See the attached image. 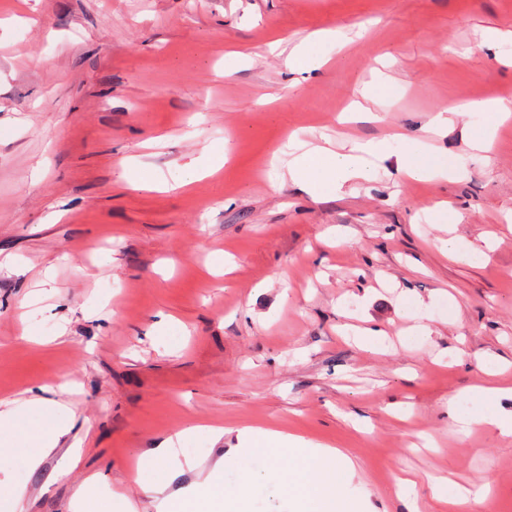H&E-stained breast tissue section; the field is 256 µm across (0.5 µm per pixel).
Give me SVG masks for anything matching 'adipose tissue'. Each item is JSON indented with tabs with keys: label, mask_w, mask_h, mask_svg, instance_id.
Here are the masks:
<instances>
[{
	"label": "adipose tissue",
	"mask_w": 512,
	"mask_h": 512,
	"mask_svg": "<svg viewBox=\"0 0 512 512\" xmlns=\"http://www.w3.org/2000/svg\"><path fill=\"white\" fill-rule=\"evenodd\" d=\"M468 116L470 145L490 151L497 127L512 117V103L501 99L469 101L449 106L436 119L447 129L450 116ZM398 153L402 171L419 180L448 178L461 162L446 150L420 138L386 136L354 143L346 154L317 147L296 154L288 162L293 180L314 194L323 189L340 191L352 181H371L378 175L371 161ZM479 406L474 413L454 414L461 432L485 426L512 434V411L500 403L512 399V388L494 385L475 388ZM75 412L62 402L34 393L24 401L0 400V465L13 462L36 471L53 454L71 430ZM203 433L221 441L227 428L218 425L191 427L164 440L138 460L134 483L149 496L158 497L157 512H254L257 500L278 501L277 512H365L362 499L351 492L355 463L341 449L314 444L275 425H246L236 431V443L227 448L204 479L177 494L167 488L181 465V446L190 436ZM77 512H133L129 498L102 488L98 476L81 485Z\"/></svg>",
	"instance_id": "adipose-tissue-1"
}]
</instances>
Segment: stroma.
I'll use <instances>...</instances> for the list:
<instances>
[{"label":"stroma","instance_id":"1","mask_svg":"<svg viewBox=\"0 0 512 512\" xmlns=\"http://www.w3.org/2000/svg\"><path fill=\"white\" fill-rule=\"evenodd\" d=\"M326 29L351 44L288 68L285 50ZM381 72L380 121L338 122ZM511 96L512 0H0V399L71 384L82 448L65 477L56 453L10 468L28 487L17 512H73L94 474L157 512L136 460L202 422L341 449L369 512H438L443 478L512 512V436L457 433L446 407L512 387V120L485 158L466 118L429 137L462 162L449 181L410 180L393 154L377 180L314 197L270 164L294 130L343 152ZM225 142L221 178L177 188ZM129 161L165 190L122 184ZM439 204L457 214L445 230L424 218ZM235 442L187 439L171 491Z\"/></svg>","mask_w":512,"mask_h":512}]
</instances>
